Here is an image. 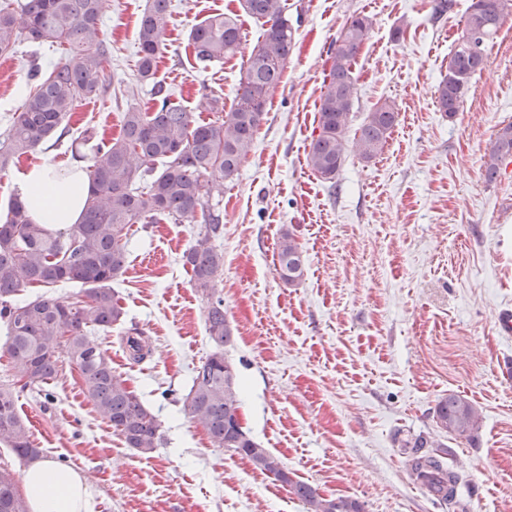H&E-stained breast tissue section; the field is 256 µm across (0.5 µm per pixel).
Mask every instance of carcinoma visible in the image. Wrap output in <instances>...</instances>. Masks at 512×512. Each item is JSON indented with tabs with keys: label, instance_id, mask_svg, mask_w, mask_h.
<instances>
[{
	"label": "carcinoma",
	"instance_id": "1",
	"mask_svg": "<svg viewBox=\"0 0 512 512\" xmlns=\"http://www.w3.org/2000/svg\"><path fill=\"white\" fill-rule=\"evenodd\" d=\"M287 0H239L240 9L263 21L262 39L253 47L229 111L222 97L203 95L215 114L207 122L193 115L155 82L170 16V0H149L138 23L137 73L153 84V106L144 112L135 104L122 113L117 138L103 139L88 166L90 193L82 220L69 232L55 233L32 222L22 197L14 198L0 219V323L6 329L5 352L27 384H41L57 373L56 349H67L77 366L84 392L98 414L112 424L125 444L142 454L158 447L160 424L131 390L127 380L112 370V362L87 336L106 331L120 322L125 312L112 283L125 273L128 233L133 224H154L163 219L195 224L202 218L204 233L184 252L183 265L190 267L194 288L207 300L206 333L215 350L196 369L185 400L188 416L200 424L214 445L248 458L257 468L290 486L308 506V512H362L361 506L343 498L326 499L309 484L292 479L281 460L260 447L234 417L240 408L237 370L226 356L233 330L224 313L219 284L224 275V253L214 241L223 232L219 211L211 198L224 194V183L238 176L253 149L266 116L267 96L279 82L294 40V29L285 14ZM512 0H471L462 32H479L484 41L494 39ZM102 0H0V56L16 50L26 39L50 46H70L65 60L53 68L39 66L30 72L32 88L22 109L12 114L0 134V171L14 159L50 142L58 145L71 134L64 125L68 112L82 100L105 96L112 78L105 74L110 49L101 37ZM373 20L356 16L331 47V65L318 110L317 137L307 163L323 182L336 186V175L347 150L346 131L355 97L352 66ZM242 33L235 14L218 13L195 25L189 47L202 63L234 56ZM486 56L469 51L456 39L448 54V77L437 86L439 111H459L471 79L482 71ZM398 118L395 102L376 104L359 127L353 148L365 160L385 148ZM138 159L140 166L133 165ZM512 158V123L501 127L484 156L485 180L498 176L502 164ZM278 273L284 282H299L305 270L303 250L294 234L282 230L276 248ZM72 284L82 288L80 299L60 301L42 295L24 299L28 288H54ZM128 359L140 363L150 354L147 338L123 336ZM437 427L470 439L479 429V414L465 398L450 394L434 410ZM0 443L26 461L40 455L26 436L15 393L0 384ZM411 471L429 491L454 484L439 456L416 455ZM14 474L0 469V512H28L15 487Z\"/></svg>",
	"mask_w": 512,
	"mask_h": 512
}]
</instances>
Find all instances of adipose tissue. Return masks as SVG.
I'll return each instance as SVG.
<instances>
[{
    "label": "adipose tissue",
    "instance_id": "adipose-tissue-1",
    "mask_svg": "<svg viewBox=\"0 0 512 512\" xmlns=\"http://www.w3.org/2000/svg\"><path fill=\"white\" fill-rule=\"evenodd\" d=\"M23 197L34 223L59 230L79 223L89 182L81 167L60 178L52 167L31 168L21 177ZM22 489L30 512H94L87 499L83 475L51 462L29 466L22 475Z\"/></svg>",
    "mask_w": 512,
    "mask_h": 512
}]
</instances>
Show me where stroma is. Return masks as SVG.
I'll use <instances>...</instances> for the list:
<instances>
[{"label":"stroma","instance_id":"obj_1","mask_svg":"<svg viewBox=\"0 0 512 512\" xmlns=\"http://www.w3.org/2000/svg\"><path fill=\"white\" fill-rule=\"evenodd\" d=\"M434 0H287L294 41L254 149L218 204L224 253L219 291L233 329L227 355L242 385L244 430L294 479L323 497L357 501L363 512H512V336L497 316L512 308V176L486 182L483 157L512 122V15L489 44L483 70L459 111L439 112L436 89L469 0L435 15ZM148 0H108L102 37L112 53L110 94L81 101L68 125L118 136L128 104H147L136 71L137 22ZM156 79L199 121L210 112L202 88L232 104L244 64L263 32L238 0H172ZM236 13L237 54L203 65L188 35L209 15ZM373 30L353 65L357 93L349 135L377 102L399 109L398 124L372 160L347 151L335 185L306 162L329 51L353 17ZM63 50L22 42L0 57V132L23 105L32 66L58 63ZM65 148L40 147L0 173V216L19 194L21 173L47 164L68 170ZM305 256L303 278L280 279L281 230ZM197 224L162 220L129 232L126 271L113 288L125 311L92 341L157 416L161 441L150 455L125 445L95 411L79 370L58 348V370L23 386L3 350L0 383L17 407L41 460L86 476L96 512H308L288 485L246 458L217 448L184 411L194 369L213 351L207 301L182 254ZM150 355L131 363L120 343L130 329ZM472 402L481 424L471 439L434 422L445 396ZM424 436L457 458L458 497L438 501L410 471L408 441Z\"/></svg>","mask_w":512,"mask_h":512}]
</instances>
